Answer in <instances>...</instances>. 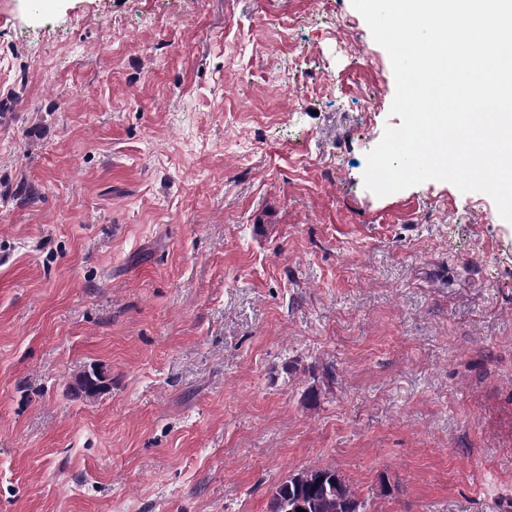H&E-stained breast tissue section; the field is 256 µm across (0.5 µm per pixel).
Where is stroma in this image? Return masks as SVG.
Segmentation results:
<instances>
[{
  "label": "stroma",
  "instance_id": "1",
  "mask_svg": "<svg viewBox=\"0 0 512 512\" xmlns=\"http://www.w3.org/2000/svg\"><path fill=\"white\" fill-rule=\"evenodd\" d=\"M395 92L351 0H0V512H512V222L365 188ZM364 512L362 502L335 468L306 469L288 476L269 504V512Z\"/></svg>",
  "mask_w": 512,
  "mask_h": 512
}]
</instances>
